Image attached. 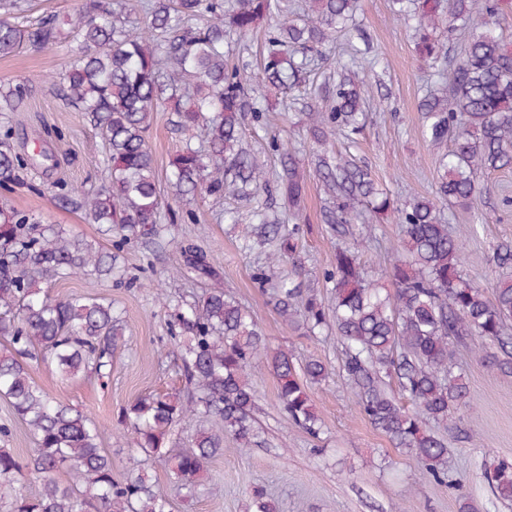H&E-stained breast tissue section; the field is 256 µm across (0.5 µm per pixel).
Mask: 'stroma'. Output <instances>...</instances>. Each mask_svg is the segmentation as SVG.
Instances as JSON below:
<instances>
[{
    "label": "stroma",
    "instance_id": "1",
    "mask_svg": "<svg viewBox=\"0 0 512 512\" xmlns=\"http://www.w3.org/2000/svg\"><path fill=\"white\" fill-rule=\"evenodd\" d=\"M356 24V30L339 34L328 60L320 62L302 83L298 107L283 109V93L265 88L271 105L268 125L260 128L248 122L242 128L244 146L266 169H274L280 162L278 153L270 148L274 138L288 144L303 163L307 179L299 208L283 204L279 210L286 223L300 227L301 281L321 295L328 291L322 273L334 261L336 236L330 225L320 220L327 194L311 164L313 143L305 129L303 108L332 101L336 63L345 58L349 45L368 50L369 61L358 62L354 71L372 84L367 126L352 149L353 155L395 205H405L416 195L433 196L436 191L439 152L421 133L420 103L434 75L449 76L450 69L445 65L432 68L419 57L412 28L392 17L388 0H360ZM68 58L67 49L60 46L26 47L0 56V83L27 79L32 85L28 99L14 114L17 151H43L53 158L49 169L21 172L9 202L105 248L109 242L99 236L96 225L87 223L80 212L57 207L50 189L58 180L93 189L104 177V141L99 131L84 113L62 106L50 81ZM479 180L488 184V194L471 209L450 207L445 216L450 231L465 242L464 274L485 287L499 274V245L512 242V170L483 174ZM160 189L166 210L193 211L197 221L169 225L158 245L131 242L123 253L129 282L107 281L91 288L74 278L47 285L52 297L91 291L112 299L124 311L128 329L109 377L89 375L62 381L45 365L33 372L35 381L47 392L96 420L101 446L112 457L115 478H125L137 462L122 433L123 411L144 393L187 390L180 352L169 341L175 313L172 303L182 298L195 300L211 286L205 279L173 274L182 263L179 244L189 241L211 257L225 291L250 309L269 350H290L301 362L311 356L320 358L331 372L311 390L325 422L320 438H312L285 419L276 380L265 369L254 379L262 446L241 451L235 442L225 440L223 456L207 464L191 494L178 487L163 462H149L147 469L166 493L171 512H252V493L257 489L275 500L278 512H460L464 503L470 505L471 512H512V501L498 498L487 481L492 463L512 462V374L491 370L483 360L485 354L495 352V345L476 339L454 351L455 362L468 377L470 392L457 413L462 434L448 439L447 477L436 481L408 453L373 429L346 393L336 371L341 347L335 336L308 337L286 325L268 292L252 280L256 260L241 249V229L216 219L217 213L227 208L249 217L256 206L271 202V194L262 193L251 201L227 197L217 202L203 196L176 198L165 183ZM376 235L378 243L363 253L362 264L369 275L379 278L390 264L392 248L399 243L400 226L392 216L382 217ZM151 280L165 282L170 306L159 304L147 286ZM1 427L8 433L0 435V448L26 461L34 442L8 402L0 399Z\"/></svg>",
    "mask_w": 512,
    "mask_h": 512
}]
</instances>
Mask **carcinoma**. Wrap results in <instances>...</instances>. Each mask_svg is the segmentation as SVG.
Listing matches in <instances>:
<instances>
[{
	"instance_id": "carcinoma-1",
	"label": "carcinoma",
	"mask_w": 512,
	"mask_h": 512,
	"mask_svg": "<svg viewBox=\"0 0 512 512\" xmlns=\"http://www.w3.org/2000/svg\"><path fill=\"white\" fill-rule=\"evenodd\" d=\"M390 2L396 20L416 21V49L429 63L448 57L451 35H465L448 87L420 105L423 136L436 146L451 143L435 196L395 207L367 169L326 149L335 136L354 141L365 123L369 82L338 69L331 107H307L322 147L314 170L329 195L321 220L334 225L342 240L333 265L323 272L329 296L324 300L291 277L271 285V270L285 261L302 270L299 225L288 229L258 209L244 242L264 249L253 280L260 288L272 287L277 313L312 336L336 332L348 394L394 447L441 481L448 448L435 427L457 429L456 410L469 392L465 375L453 370L451 344L474 337L495 343L503 356L489 355V364L512 371V338L504 335L512 321V276L487 287L466 279L463 244L441 212L444 203L469 207L487 190L478 174L512 168V48L499 33L503 0H482L478 7L474 0ZM357 6L358 0H305L297 13L288 0H234L229 10L224 0H147L145 20L139 21L130 17L126 0H80L61 18L32 16L28 0H0V56L77 41L55 85L63 105L86 113L104 137L106 177L91 191L61 180L51 191L60 207L83 212L111 241L105 250L0 199V337L12 348L0 356V398L35 443L23 464L0 448V500L11 501L13 512H169L166 494L146 469L116 480L96 422L54 400L32 377L33 360L47 363L62 381L107 376L126 320L110 301L92 294L55 299L42 284L72 278L92 286L120 282L126 278L119 266L125 247L160 237L161 193L148 145L160 110L170 112L168 122L177 133L202 132L197 143L182 141L168 162L166 178L179 197L220 201L272 184L289 205H298L305 179L292 151L272 140L281 160L279 169L268 172L243 147L242 123L249 117L266 124L259 88H296ZM265 20L275 25L259 73L250 76L246 68L228 65L230 54ZM28 95L24 82L0 86V195L36 163L11 148L13 112ZM362 204L368 227L388 211L401 225L390 263L392 291L362 266V252L376 241L371 233L350 231V217ZM181 253L185 271L218 277L198 246L187 243ZM170 335L191 397L143 394L126 409L123 425L138 452L168 462L178 486L195 489L204 467L224 455V438L241 450L260 443L252 376L261 365L276 378L288 422L320 437L323 420L310 387L328 377L327 365L313 357L300 364L282 349L268 356L262 329L224 288L182 304ZM385 376L396 379L407 403L392 394ZM209 418L217 419V427L197 431L177 452L167 447L175 427ZM60 473L69 481L60 482ZM28 476L39 482L33 495L23 491ZM489 480L499 498L512 501V462L495 464Z\"/></svg>"
}]
</instances>
